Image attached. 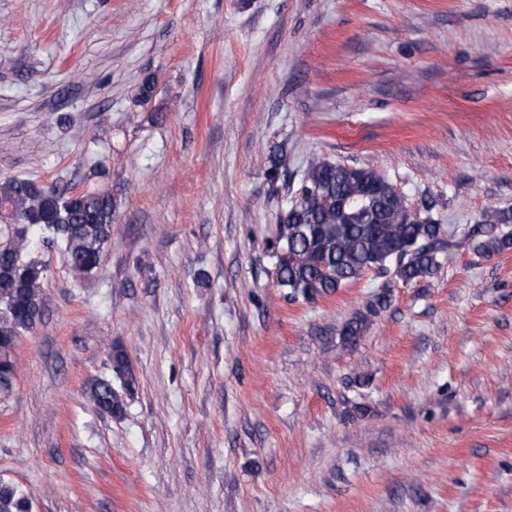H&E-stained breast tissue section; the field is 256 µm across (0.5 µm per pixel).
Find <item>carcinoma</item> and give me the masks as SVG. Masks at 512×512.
Returning <instances> with one entry per match:
<instances>
[{"instance_id":"1","label":"carcinoma","mask_w":512,"mask_h":512,"mask_svg":"<svg viewBox=\"0 0 512 512\" xmlns=\"http://www.w3.org/2000/svg\"><path fill=\"white\" fill-rule=\"evenodd\" d=\"M433 208V203H423L416 217L404 195L377 170L313 159L279 220L277 283L292 300L314 301L371 268L392 274L405 286L427 280L447 259ZM115 220L108 189L74 194L68 184L46 188L31 179L0 180V392L12 387L20 336L43 317L40 288L47 266L35 254V244L63 245L71 274L83 279L98 268ZM470 239L473 252L482 257L511 250L512 210L485 208ZM390 303L389 288L375 292L367 312L342 325L341 344L356 345L370 316ZM109 364L123 389L133 392L138 380L127 352L112 349ZM85 388L99 409L111 415L123 410L112 381L91 378ZM0 512H32V500L1 478Z\"/></svg>"}]
</instances>
